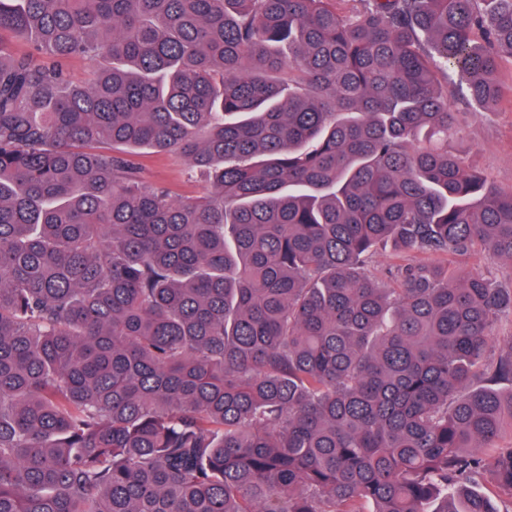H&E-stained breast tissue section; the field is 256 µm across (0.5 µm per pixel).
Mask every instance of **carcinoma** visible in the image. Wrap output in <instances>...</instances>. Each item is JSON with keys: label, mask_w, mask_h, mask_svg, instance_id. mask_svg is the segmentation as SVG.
Segmentation results:
<instances>
[{"label": "carcinoma", "mask_w": 512, "mask_h": 512, "mask_svg": "<svg viewBox=\"0 0 512 512\" xmlns=\"http://www.w3.org/2000/svg\"><path fill=\"white\" fill-rule=\"evenodd\" d=\"M357 2L0 0V512L512 506V0ZM448 150L465 152L477 170L512 189V93L492 112L471 114L464 137L449 142ZM133 159L146 181L169 188L175 197L195 196L203 191V183L192 176L183 157L142 152Z\"/></svg>", "instance_id": "cac0c4a2"}]
</instances>
